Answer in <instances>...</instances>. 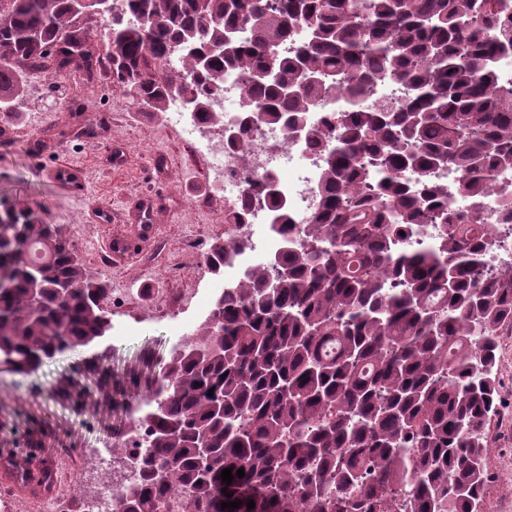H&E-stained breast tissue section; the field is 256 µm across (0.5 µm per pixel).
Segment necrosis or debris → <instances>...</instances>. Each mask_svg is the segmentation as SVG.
Segmentation results:
<instances>
[{
  "instance_id": "4bbe7bcc",
  "label": "necrosis or debris",
  "mask_w": 512,
  "mask_h": 512,
  "mask_svg": "<svg viewBox=\"0 0 512 512\" xmlns=\"http://www.w3.org/2000/svg\"><path fill=\"white\" fill-rule=\"evenodd\" d=\"M169 120L179 126L184 139L208 163V178L213 189L224 197L225 205L251 197L252 205L242 223L228 227L229 234L242 241L238 252L224 262V275L214 281L216 290L236 284L250 267L272 263L280 250L283 237L272 228V214L257 189L244 180V172L264 179L273 172L275 190L290 215L303 218L317 206V187L324 155L310 148L302 137L285 138L280 126L263 121L252 124L243 150L227 146L225 136L212 131L199 114L192 112L182 100L170 107ZM247 161H240V154ZM512 202V168L499 170L495 183L483 204V216L489 226L490 244L484 255L485 271L496 275L512 267V220L504 214V205ZM125 480L104 485L96 497L70 499L45 498L42 512H115Z\"/></svg>"
}]
</instances>
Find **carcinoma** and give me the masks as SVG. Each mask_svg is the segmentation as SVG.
I'll use <instances>...</instances> for the list:
<instances>
[{
	"mask_svg": "<svg viewBox=\"0 0 512 512\" xmlns=\"http://www.w3.org/2000/svg\"><path fill=\"white\" fill-rule=\"evenodd\" d=\"M6 2L0 112L15 111L46 58L87 74L99 67L86 48L92 28L77 25L71 0ZM506 7L129 0L135 22L111 14L107 61L128 103L165 112L184 96L222 128L211 106L235 77L252 109L230 128L231 147L252 123L275 121L325 155L317 208L302 221L261 188L292 233L278 273L249 269L172 352L139 417L148 437L130 459L134 480L118 512H159L172 496L184 512H482L496 336L512 326V268L482 275L479 216L492 173L512 167V87L497 70L512 54V29L496 28ZM300 28L293 55L278 53ZM378 80L407 97L370 102ZM335 95L349 112L306 124ZM445 165L471 214L448 206V188L401 177ZM249 204L228 208L225 223H242ZM429 223L441 225L438 244L401 251L400 232ZM239 248L230 236L212 244L211 271ZM108 291L60 226L0 215V356L16 369L106 336Z\"/></svg>",
	"mask_w": 512,
	"mask_h": 512,
	"instance_id": "carcinoma-1",
	"label": "carcinoma"
}]
</instances>
